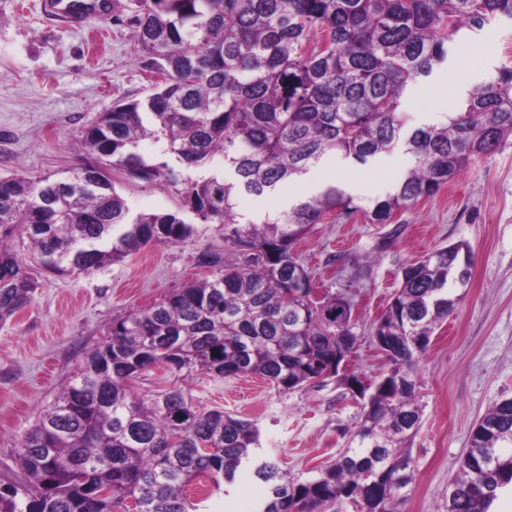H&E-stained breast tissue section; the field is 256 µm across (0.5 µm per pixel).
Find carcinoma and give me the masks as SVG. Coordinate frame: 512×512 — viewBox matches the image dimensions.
<instances>
[{
	"label": "carcinoma",
	"mask_w": 512,
	"mask_h": 512,
	"mask_svg": "<svg viewBox=\"0 0 512 512\" xmlns=\"http://www.w3.org/2000/svg\"><path fill=\"white\" fill-rule=\"evenodd\" d=\"M496 17L512 19V0H133L130 23L155 90L101 113L79 138L90 160L67 177L0 181V322L37 288L23 247L43 270L90 274L150 243L193 237L175 214L130 217L112 186L113 168L177 182L167 161L138 153L146 137L187 167L224 159L234 180L192 182L185 201L202 223L218 225L240 262L202 250L196 262L212 269L208 278L112 318L108 339L18 443L26 481L0 486V512H127L130 500L143 512H197L195 480L231 485L257 445L256 424L197 409L183 385L133 391L159 360L183 383L198 372L255 375L282 392L335 376L348 389L359 383L340 373L358 342L352 303L310 299L312 276L294 246L330 212L388 224L512 138L511 62L436 123L408 129L401 112L408 87ZM399 144L413 165L367 208L335 184L273 217L236 220L242 192H271L331 154L364 164ZM472 263L469 245L457 242L402 268L373 324L387 371L360 388L356 446L303 481L259 464L254 476L267 496L256 512H400L412 481L400 448L423 414L417 364ZM510 484L512 398H504L472 430L446 512H488Z\"/></svg>",
	"instance_id": "obj_1"
}]
</instances>
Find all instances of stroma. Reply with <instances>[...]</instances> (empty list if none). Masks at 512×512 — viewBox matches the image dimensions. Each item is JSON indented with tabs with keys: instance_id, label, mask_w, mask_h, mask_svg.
<instances>
[{
	"instance_id": "35a3bbf8",
	"label": "stroma",
	"mask_w": 512,
	"mask_h": 512,
	"mask_svg": "<svg viewBox=\"0 0 512 512\" xmlns=\"http://www.w3.org/2000/svg\"><path fill=\"white\" fill-rule=\"evenodd\" d=\"M114 2L113 14L92 20L84 32L47 22L38 0H0V180L77 167L82 131L119 99L149 94L150 74L129 24L131 0ZM510 61L512 20L499 17L414 86L402 102L409 126L455 111L468 90ZM412 164L401 146L362 165L336 154L274 192L239 195L238 219L259 221L335 182L372 199ZM223 170L217 159L182 170L174 184H148L113 170L112 184L131 214H178L195 226L194 237L177 246L147 245L91 274H38L31 302L0 322V482L21 479L15 461L21 437L105 341L114 316L147 308L209 275L195 257L207 248L223 250L224 240L215 225L197 221L185 189ZM456 242L471 247L474 263L457 311L436 328L419 365L423 415L408 443L413 482L403 512H439L472 429L495 402L512 397V139L392 223L331 212L295 246L315 288L352 301L360 339L346 369L368 381L385 368L370 329L386 310L402 266ZM189 389L201 410L220 409L259 429L251 465L198 512H252L266 492L252 468L265 461L302 480L317 476L350 446L360 411L333 380L284 393L255 377L200 374Z\"/></svg>"
}]
</instances>
